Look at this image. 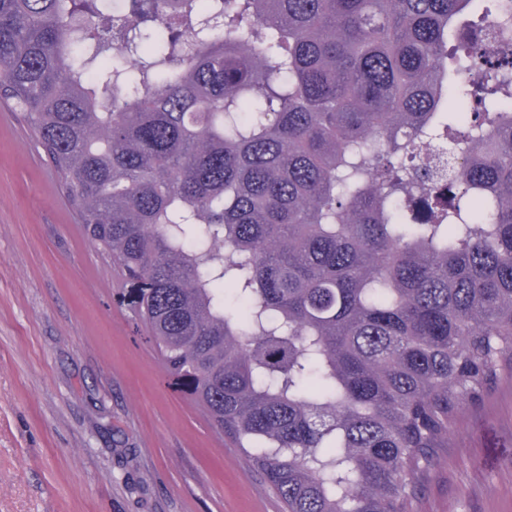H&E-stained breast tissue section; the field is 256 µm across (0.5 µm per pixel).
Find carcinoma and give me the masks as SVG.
Instances as JSON below:
<instances>
[{"label": "carcinoma", "instance_id": "1", "mask_svg": "<svg viewBox=\"0 0 512 512\" xmlns=\"http://www.w3.org/2000/svg\"><path fill=\"white\" fill-rule=\"evenodd\" d=\"M0 102L287 512H407L512 369V0H0Z\"/></svg>", "mask_w": 512, "mask_h": 512}]
</instances>
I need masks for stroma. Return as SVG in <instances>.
<instances>
[{
  "label": "stroma",
  "mask_w": 512,
  "mask_h": 512,
  "mask_svg": "<svg viewBox=\"0 0 512 512\" xmlns=\"http://www.w3.org/2000/svg\"><path fill=\"white\" fill-rule=\"evenodd\" d=\"M139 288L0 107V512H283L164 369ZM409 509L512 512V372L461 411Z\"/></svg>",
  "instance_id": "stroma-1"
}]
</instances>
